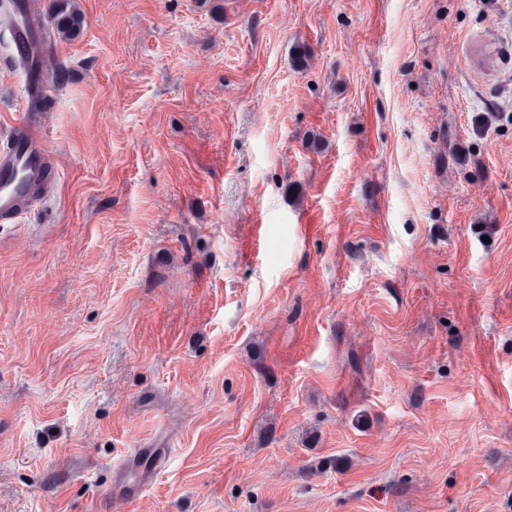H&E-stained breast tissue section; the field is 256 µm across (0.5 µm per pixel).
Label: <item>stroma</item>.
I'll list each match as a JSON object with an SVG mask.
<instances>
[{
    "mask_svg": "<svg viewBox=\"0 0 512 512\" xmlns=\"http://www.w3.org/2000/svg\"><path fill=\"white\" fill-rule=\"evenodd\" d=\"M77 2L0 512H512V0ZM26 90L0 47V133ZM167 449L164 448H136L133 456L126 459L122 469L112 475V490L117 498L124 500L131 499L138 495L141 490L150 484L153 473L157 470L135 472L133 461L138 456L149 455L154 458L155 463L163 464Z\"/></svg>",
    "mask_w": 512,
    "mask_h": 512,
    "instance_id": "stroma-1",
    "label": "stroma"
}]
</instances>
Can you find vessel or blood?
<instances>
[{
    "label": "vessel or blood",
    "mask_w": 512,
    "mask_h": 512,
    "mask_svg": "<svg viewBox=\"0 0 512 512\" xmlns=\"http://www.w3.org/2000/svg\"><path fill=\"white\" fill-rule=\"evenodd\" d=\"M50 150L47 127L40 113L22 111L11 123L0 144V221H9L30 211L40 190L49 185ZM151 472H138L132 462L112 475L116 497L127 500L150 484Z\"/></svg>",
    "instance_id": "vessel-or-blood-1"
}]
</instances>
